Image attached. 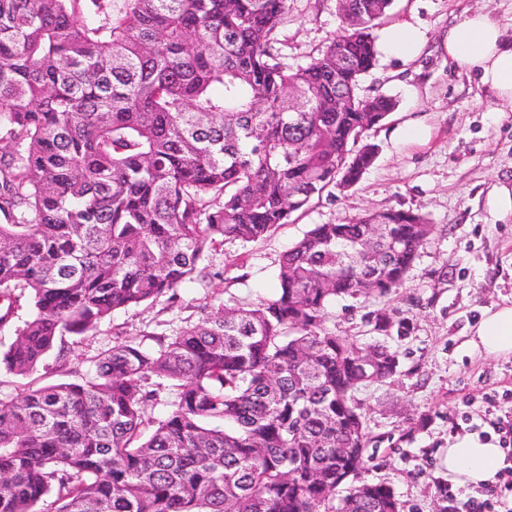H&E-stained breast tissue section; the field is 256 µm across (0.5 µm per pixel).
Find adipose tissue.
Returning <instances> with one entry per match:
<instances>
[{
    "instance_id": "obj_1",
    "label": "adipose tissue",
    "mask_w": 512,
    "mask_h": 512,
    "mask_svg": "<svg viewBox=\"0 0 512 512\" xmlns=\"http://www.w3.org/2000/svg\"><path fill=\"white\" fill-rule=\"evenodd\" d=\"M444 47L456 68L477 74L497 102L512 104V33L490 10L468 11L449 24ZM467 345L475 353L511 354L512 305L486 308ZM504 461L502 448L468 434L448 449V479L460 487L489 485L496 482Z\"/></svg>"
}]
</instances>
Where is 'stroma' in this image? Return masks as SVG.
Here are the masks:
<instances>
[{
    "label": "stroma",
    "instance_id": "35a3bbf8",
    "mask_svg": "<svg viewBox=\"0 0 512 512\" xmlns=\"http://www.w3.org/2000/svg\"><path fill=\"white\" fill-rule=\"evenodd\" d=\"M477 8L512 20V0H393L381 27L413 25L426 44L411 60L379 55L362 79L365 93L397 103L369 133L379 147L373 166L355 186L330 188L267 238L228 242L208 256L224 272L225 295L249 301L272 293L281 254L311 225L391 209L422 213L434 225L404 288L380 299L336 301L329 321L357 344L383 340L398 354L397 374L359 393L373 438L360 478L389 484L404 512H435V479L456 437L499 443L494 424L512 410V356L463 347L486 307L512 302V221L495 220L487 206L491 186L512 178V105H494L476 75L456 69L440 47L449 22ZM340 29L336 0H288L275 46L281 61L296 68L317 58ZM412 127L422 138L405 137ZM210 294L190 283L173 306L160 301L115 311L75 346L67 367L47 358L35 378L63 381L67 368L87 369L92 356L115 343V328L130 334L157 331L162 323L179 328L183 319L199 317ZM380 313L404 321L405 329L376 330Z\"/></svg>",
    "mask_w": 512,
    "mask_h": 512
}]
</instances>
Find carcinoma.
<instances>
[{"instance_id": "obj_1", "label": "carcinoma", "mask_w": 512, "mask_h": 512, "mask_svg": "<svg viewBox=\"0 0 512 512\" xmlns=\"http://www.w3.org/2000/svg\"><path fill=\"white\" fill-rule=\"evenodd\" d=\"M287 2L0 0V366L29 377L118 309L212 289L172 333L0 399V512H404L390 486L355 484L371 443L355 393L397 354L327 318L404 287L433 225L315 224L255 302L223 298L207 262L356 184L396 108L361 89L392 0H337L342 31L296 69L274 46Z\"/></svg>"}]
</instances>
